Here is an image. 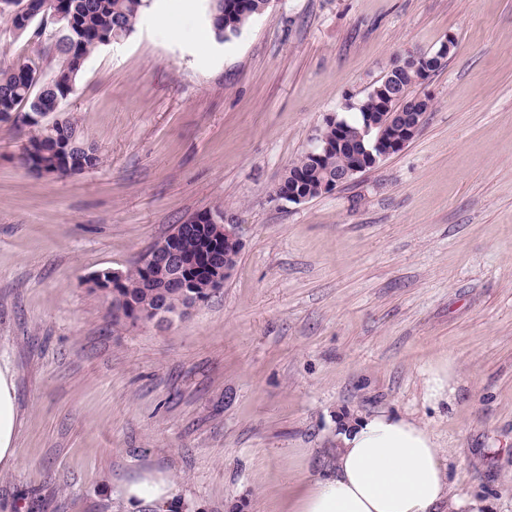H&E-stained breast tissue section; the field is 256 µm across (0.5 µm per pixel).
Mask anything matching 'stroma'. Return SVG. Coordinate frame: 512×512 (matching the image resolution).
<instances>
[{
  "mask_svg": "<svg viewBox=\"0 0 512 512\" xmlns=\"http://www.w3.org/2000/svg\"><path fill=\"white\" fill-rule=\"evenodd\" d=\"M206 9L151 0L86 59L64 110L100 167L29 173L27 127L0 122V360L21 412L0 512H119L153 467L182 512H287L338 418L380 409L435 431L458 497L512 512V0H274L224 43L201 42ZM448 37L403 151L276 198L327 115ZM217 205L243 243L223 287L113 331L91 277ZM440 357L451 407L425 399ZM426 400L438 406L441 402L450 404L457 386V374L451 360L429 366L422 372Z\"/></svg>",
  "mask_w": 512,
  "mask_h": 512,
  "instance_id": "stroma-1",
  "label": "stroma"
}]
</instances>
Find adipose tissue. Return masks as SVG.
<instances>
[{
    "label": "adipose tissue",
    "instance_id": "1",
    "mask_svg": "<svg viewBox=\"0 0 512 512\" xmlns=\"http://www.w3.org/2000/svg\"><path fill=\"white\" fill-rule=\"evenodd\" d=\"M426 400L451 403L457 386L452 361L423 373ZM16 373L0 364V473L18 463ZM122 512H175L169 473L148 470L121 489ZM288 512H489V502L461 499L442 463L435 432L408 414L379 410L341 419L329 465L310 478Z\"/></svg>",
    "mask_w": 512,
    "mask_h": 512
}]
</instances>
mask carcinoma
<instances>
[{"mask_svg": "<svg viewBox=\"0 0 512 512\" xmlns=\"http://www.w3.org/2000/svg\"><path fill=\"white\" fill-rule=\"evenodd\" d=\"M3 2L5 0H0V15L10 17L14 36L37 42L39 49L32 59L0 67V122L20 121L31 129L27 139L28 157L37 158L48 172L62 169L67 157L98 168L102 163L98 149L85 138L74 121L66 118L49 130L31 121L30 116L56 111L59 92L78 89L81 68L74 59H85L100 47L130 36L147 6L146 0H33L36 7L27 12L24 26L19 24L17 16V8L23 0H10L11 8L3 6ZM270 9L271 0H209L207 21L214 39L224 43L238 36L252 20L267 14ZM59 11L67 13L72 23L44 34V20ZM413 58L410 54L392 67L391 75L398 92L392 103L394 112H427L431 108L430 98L411 95V89L426 78L422 70L415 67ZM45 73L52 76L53 83L44 90L39 86V77ZM382 86L380 81L364 97L345 102L344 109L349 115L337 116L335 124L325 123L319 137L334 140L340 134L349 142L355 141L365 116L383 111ZM21 107L25 108L22 114L19 113ZM350 162L351 155L345 151L330 153L318 166L304 154L285 171L281 182L284 188L299 190L314 199L320 196L324 176L336 174ZM146 258L147 255H141L126 269L122 287L110 296L112 324L116 327L131 325L129 310L133 308L141 313L157 308L160 289L148 286V282L160 283L166 274L151 267ZM211 292L208 272L202 269L193 275L189 287L166 289L167 309L172 312L195 301L203 303Z\"/></svg>", "mask_w": 512, "mask_h": 512, "instance_id": "carcinoma-1", "label": "carcinoma"}]
</instances>
